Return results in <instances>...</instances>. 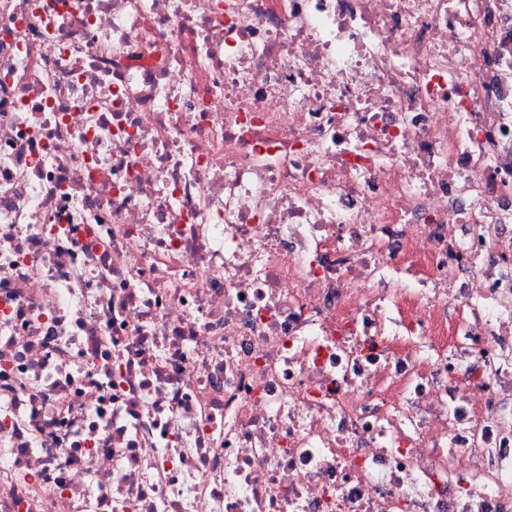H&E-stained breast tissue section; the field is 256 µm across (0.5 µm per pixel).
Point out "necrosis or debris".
I'll list each match as a JSON object with an SVG mask.
<instances>
[{
	"mask_svg": "<svg viewBox=\"0 0 512 512\" xmlns=\"http://www.w3.org/2000/svg\"><path fill=\"white\" fill-rule=\"evenodd\" d=\"M0 512H512V0H0Z\"/></svg>",
	"mask_w": 512,
	"mask_h": 512,
	"instance_id": "necrosis-or-debris-1",
	"label": "necrosis or debris"
}]
</instances>
